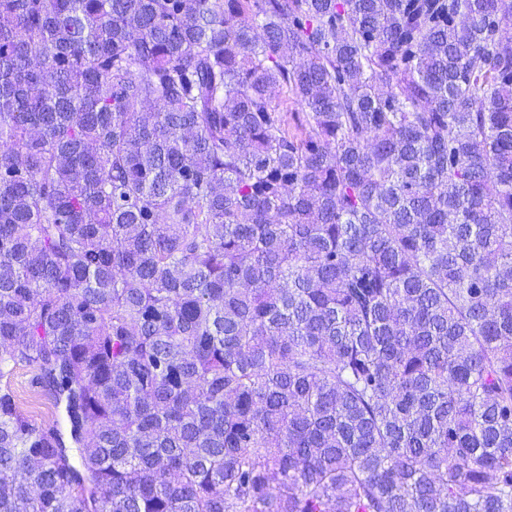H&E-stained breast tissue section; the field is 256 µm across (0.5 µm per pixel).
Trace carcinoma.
Listing matches in <instances>:
<instances>
[{
	"instance_id": "cac0c4a2",
	"label": "carcinoma",
	"mask_w": 512,
	"mask_h": 512,
	"mask_svg": "<svg viewBox=\"0 0 512 512\" xmlns=\"http://www.w3.org/2000/svg\"><path fill=\"white\" fill-rule=\"evenodd\" d=\"M0 145V512H512V0H0ZM36 375L34 367L17 368L9 379L8 387L29 419L37 426H45L52 424L56 418L52 401L37 384Z\"/></svg>"
}]
</instances>
